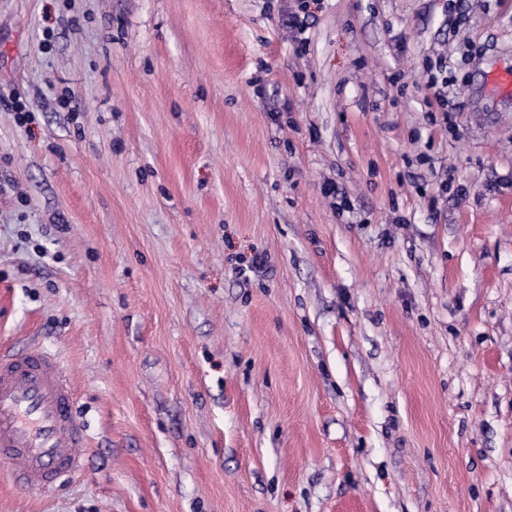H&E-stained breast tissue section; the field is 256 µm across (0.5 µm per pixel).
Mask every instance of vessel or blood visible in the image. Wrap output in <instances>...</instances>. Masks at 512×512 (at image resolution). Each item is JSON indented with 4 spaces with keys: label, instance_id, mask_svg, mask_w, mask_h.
<instances>
[{
    "label": "vessel or blood",
    "instance_id": "1",
    "mask_svg": "<svg viewBox=\"0 0 512 512\" xmlns=\"http://www.w3.org/2000/svg\"><path fill=\"white\" fill-rule=\"evenodd\" d=\"M72 397L49 354L0 356V463L18 485L46 490L80 470L87 438Z\"/></svg>",
    "mask_w": 512,
    "mask_h": 512
}]
</instances>
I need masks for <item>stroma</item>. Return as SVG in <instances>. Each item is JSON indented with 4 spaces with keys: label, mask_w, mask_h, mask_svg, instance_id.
<instances>
[{
    "label": "stroma",
    "mask_w": 512,
    "mask_h": 512,
    "mask_svg": "<svg viewBox=\"0 0 512 512\" xmlns=\"http://www.w3.org/2000/svg\"><path fill=\"white\" fill-rule=\"evenodd\" d=\"M464 10L0 0V351L88 435L0 512H512V0ZM447 67L448 66L445 61L439 59L435 66L432 65L427 71L426 83L430 87L438 89L435 92L436 102L444 110V120L446 124H448V128L452 129L455 125L452 120L451 112L445 110V107H448V104H445L446 101L441 93L442 88L448 87Z\"/></svg>",
    "instance_id": "obj_1"
}]
</instances>
